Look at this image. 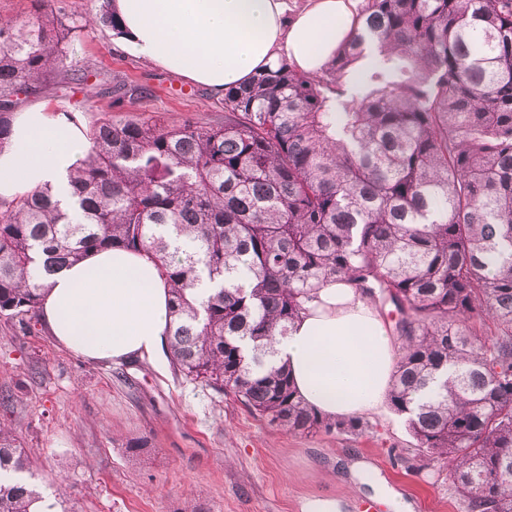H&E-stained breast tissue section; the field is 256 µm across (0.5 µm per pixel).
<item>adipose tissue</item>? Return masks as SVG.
<instances>
[{
    "instance_id": "1",
    "label": "adipose tissue",
    "mask_w": 512,
    "mask_h": 512,
    "mask_svg": "<svg viewBox=\"0 0 512 512\" xmlns=\"http://www.w3.org/2000/svg\"><path fill=\"white\" fill-rule=\"evenodd\" d=\"M358 0H113L121 40L142 62L213 92L286 60L321 72L344 43ZM90 149L84 128L44 103L15 112L0 148V199L38 189L68 204L71 175ZM40 320L67 351L89 362L168 353L169 293L157 264L122 249L91 252L46 281ZM397 347L375 311L344 282H330L275 343L303 401L332 419L379 413Z\"/></svg>"
}]
</instances>
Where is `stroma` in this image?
Listing matches in <instances>:
<instances>
[{"label":"stroma","instance_id":"35a3bbf8","mask_svg":"<svg viewBox=\"0 0 512 512\" xmlns=\"http://www.w3.org/2000/svg\"><path fill=\"white\" fill-rule=\"evenodd\" d=\"M55 13L89 19L52 103L89 127L107 116L165 124L220 123L224 100L205 87L147 65L92 22L102 0H50ZM150 96L114 104V80ZM0 423L18 432L42 495L64 486L67 512H301L305 498L370 506L353 463L370 464L414 512H466L444 461L420 472L403 457L413 439L392 409L365 416L359 435L291 434L254 417L233 396L142 359L92 363L60 347L40 320L29 328L0 316ZM140 451H131V444Z\"/></svg>","mask_w":512,"mask_h":512}]
</instances>
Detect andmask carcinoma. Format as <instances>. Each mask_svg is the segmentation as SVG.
I'll list each match as a JSON object with an SVG mask.
<instances>
[{
    "label": "carcinoma",
    "mask_w": 512,
    "mask_h": 512,
    "mask_svg": "<svg viewBox=\"0 0 512 512\" xmlns=\"http://www.w3.org/2000/svg\"><path fill=\"white\" fill-rule=\"evenodd\" d=\"M0 21V148L19 95L68 79L83 25L49 0ZM98 22H120L110 0ZM63 210L0 199V315L101 248L150 254L170 290L174 371L294 434L362 431L304 406L273 344L321 284L391 304L388 395L413 457L448 462L468 512H512V0H363L320 74L286 60L224 91V123L108 117ZM216 284L206 296L195 288ZM0 426V512L42 499Z\"/></svg>",
    "instance_id": "obj_1"
}]
</instances>
